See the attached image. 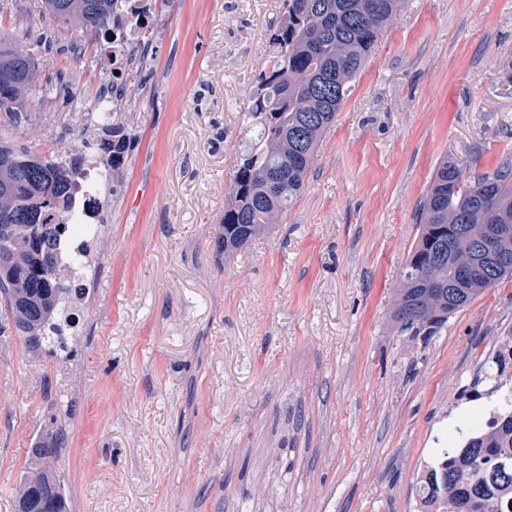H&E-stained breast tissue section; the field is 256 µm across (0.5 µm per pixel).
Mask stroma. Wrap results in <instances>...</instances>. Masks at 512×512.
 Instances as JSON below:
<instances>
[{
  "mask_svg": "<svg viewBox=\"0 0 512 512\" xmlns=\"http://www.w3.org/2000/svg\"><path fill=\"white\" fill-rule=\"evenodd\" d=\"M0 0L39 70L18 147L79 152L107 70L79 22ZM279 0H159L151 57L117 109L137 137L102 195L95 289L67 351L0 332V512L52 431L71 512H419L457 427L494 409L512 280L432 334L395 286L445 151L468 177L512 162V0H405L266 239L215 249L239 116Z\"/></svg>",
  "mask_w": 512,
  "mask_h": 512,
  "instance_id": "stroma-1",
  "label": "stroma"
}]
</instances>
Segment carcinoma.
<instances>
[{"label":"carcinoma","mask_w":512,"mask_h":512,"mask_svg":"<svg viewBox=\"0 0 512 512\" xmlns=\"http://www.w3.org/2000/svg\"><path fill=\"white\" fill-rule=\"evenodd\" d=\"M121 0H37V16L60 24L109 30ZM402 0H280L270 43L271 64L258 72L250 104L242 113L244 137L233 165L231 194L215 238L228 258L265 236L302 193L323 138L335 124L356 78L367 64ZM37 64L0 38V112L7 125L30 121L24 97L35 88ZM98 150L112 154L99 176L114 180L125 165L135 130L101 112ZM82 156L18 151L0 140V315L28 338V345L66 347L62 313L73 289L53 278L60 260L58 237L71 235L77 186L72 176ZM463 163L444 154L417 214L420 234L395 289L392 317L403 328L437 330L458 310L512 279V266L461 275L462 261L481 265L474 246L504 229L496 248L512 253V164L475 179ZM493 416L482 429L464 434L459 448H442L427 467L419 496L423 512H512V380L498 356ZM55 445L29 450L32 472L18 488L15 512H67L60 480L49 458Z\"/></svg>","instance_id":"obj_1"}]
</instances>
